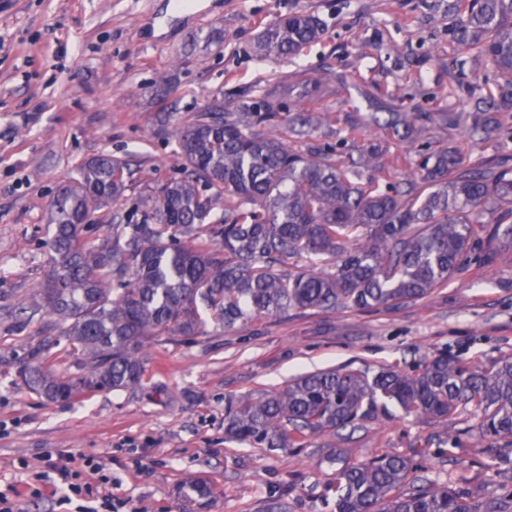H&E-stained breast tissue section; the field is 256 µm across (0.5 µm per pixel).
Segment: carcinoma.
<instances>
[{"label":"carcinoma","instance_id":"obj_1","mask_svg":"<svg viewBox=\"0 0 512 512\" xmlns=\"http://www.w3.org/2000/svg\"><path fill=\"white\" fill-rule=\"evenodd\" d=\"M448 36L491 66L467 148L512 140V0H451ZM320 34L312 15L267 27L265 56L294 55ZM271 87L251 112L212 105L175 128L183 180L134 198L125 222L112 202L133 185L128 164L110 154L87 161L50 203L51 273L19 302L48 318L56 336L28 345L18 376L48 403L134 388L155 340L226 332L291 312L390 307L415 302L461 268L484 267L512 248V166L466 168L459 149L408 151L406 168L386 169L385 143L418 141L426 113L384 94L378 111L344 119L341 142H310L330 122L319 112L275 109ZM92 221L107 228L84 235ZM492 225L491 240L476 226ZM398 406L438 422L468 409L477 439L504 442L489 468L502 495L489 502L453 481L420 474L432 454L385 452L336 470L335 512H512V356L482 364L439 353L405 371L342 366L297 376L257 397L224 401V435L252 448H306ZM178 495L204 510L214 495L203 478Z\"/></svg>","mask_w":512,"mask_h":512}]
</instances>
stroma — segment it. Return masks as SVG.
Segmentation results:
<instances>
[{
  "label": "stroma",
  "instance_id": "1",
  "mask_svg": "<svg viewBox=\"0 0 512 512\" xmlns=\"http://www.w3.org/2000/svg\"><path fill=\"white\" fill-rule=\"evenodd\" d=\"M295 14L315 16L319 38L295 55L261 56L263 30ZM451 21L448 0H195L179 15L170 0H0V493L18 495L24 512H77L53 493L51 466L69 452L109 458L113 501L141 512H190L175 494L189 477L214 487L206 512H258L272 498L288 512H332L334 439L275 452L227 440L225 398L343 365L409 370L440 351L486 363L512 356L510 251L397 307L307 310L152 344L134 389L48 403L16 375L24 345L50 332L16 310L51 270L47 206L85 162L109 153L129 163L135 187L112 206L125 214L137 189L185 175L158 113L175 120L216 101L245 112L275 84L284 113L355 115L368 109L366 92L403 96L458 116L427 139L462 147L488 69L451 41ZM340 69L351 89L319 84ZM477 423L468 411L438 423L396 409L351 432L348 457L407 455L452 436L453 453L430 458L428 476H463V490L488 500L499 493L488 464L500 446L477 440ZM33 483L42 496H30Z\"/></svg>",
  "mask_w": 512,
  "mask_h": 512
}]
</instances>
